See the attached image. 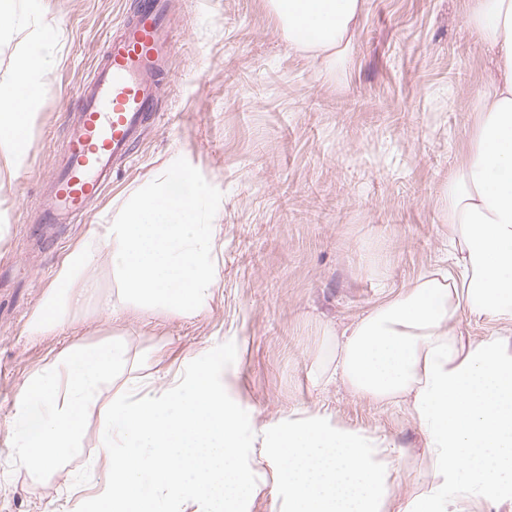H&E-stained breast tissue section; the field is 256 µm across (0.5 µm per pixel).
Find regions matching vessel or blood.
<instances>
[{
    "instance_id": "1",
    "label": "vessel or blood",
    "mask_w": 512,
    "mask_h": 512,
    "mask_svg": "<svg viewBox=\"0 0 512 512\" xmlns=\"http://www.w3.org/2000/svg\"><path fill=\"white\" fill-rule=\"evenodd\" d=\"M175 51L169 0H133L80 88L62 164L52 174L48 224L86 216L115 164L126 159L143 126L159 112V86Z\"/></svg>"
}]
</instances>
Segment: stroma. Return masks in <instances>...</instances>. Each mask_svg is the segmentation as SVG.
Listing matches in <instances>:
<instances>
[{
    "instance_id": "obj_1",
    "label": "stroma",
    "mask_w": 512,
    "mask_h": 512,
    "mask_svg": "<svg viewBox=\"0 0 512 512\" xmlns=\"http://www.w3.org/2000/svg\"><path fill=\"white\" fill-rule=\"evenodd\" d=\"M132 0H41L30 25H53L56 63L43 77L25 164H0V512H76L73 473L98 449L105 401L90 405L82 448L50 473L18 467L10 420L25 379L75 345L116 341L129 379L164 385L220 343L237 348L230 394L260 429L292 411H321L390 445L389 498L399 505L430 479L424 440L406 405L381 406L340 381L321 380L341 333L388 295L448 266L442 189L475 128L491 54L465 21L468 0H365L349 60L336 76L289 48L269 0H173L177 49L160 116L132 162L112 173L87 222L45 224L51 174L63 156L77 90ZM223 194L214 227L213 295L198 315L128 304L120 320L99 305L117 294L111 251L93 235L128 195L174 158ZM96 254L78 280L93 295L64 328L33 340L31 315L79 245ZM252 466L268 474L247 512H280L274 464L254 441Z\"/></svg>"
}]
</instances>
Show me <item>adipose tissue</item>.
Here are the masks:
<instances>
[{
    "label": "adipose tissue",
    "instance_id": "obj_1",
    "mask_svg": "<svg viewBox=\"0 0 512 512\" xmlns=\"http://www.w3.org/2000/svg\"><path fill=\"white\" fill-rule=\"evenodd\" d=\"M288 43L321 55L327 73L345 63L364 0H270ZM467 24L495 56L491 89L476 106L475 137L443 192L454 269L437 267L359 319L336 346L333 374L372 402L406 403L424 437L431 479L402 512H490L512 501V340L463 343L459 308L512 323V0H470ZM38 49L0 69V161L20 170L38 109L41 77L55 62L52 30ZM93 257L62 262L32 315L40 338L64 325L85 291ZM127 362L119 344L74 346L23 383L12 420L14 459L40 474L80 448L88 407Z\"/></svg>",
    "mask_w": 512,
    "mask_h": 512
}]
</instances>
